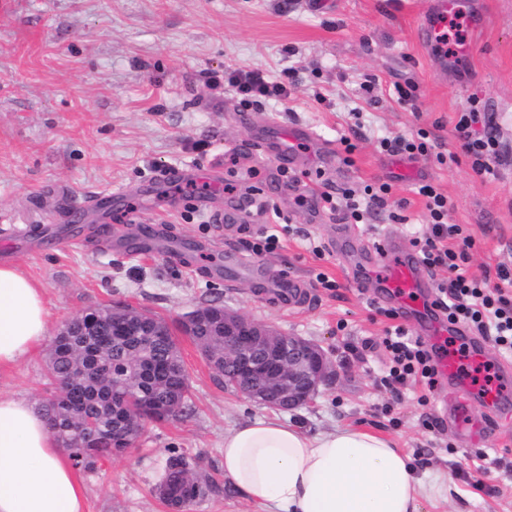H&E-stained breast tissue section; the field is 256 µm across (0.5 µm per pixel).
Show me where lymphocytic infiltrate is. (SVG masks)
<instances>
[{
  "label": "lymphocytic infiltrate",
  "instance_id": "obj_1",
  "mask_svg": "<svg viewBox=\"0 0 512 512\" xmlns=\"http://www.w3.org/2000/svg\"><path fill=\"white\" fill-rule=\"evenodd\" d=\"M292 72L273 80L261 70H228L224 85L231 88L242 106H250L261 99L288 98L292 85ZM461 148L470 158L476 174H493L503 155L494 119L483 100L472 98L470 107L460 114L455 124ZM425 201L429 225L415 240L421 263L430 269L445 268L450 273L448 282L440 284V298L436 306L444 310L450 323L476 330L491 338L500 352L512 354V270L500 268L496 283L471 277L461 264L466 256L456 242L464 230L461 225L448 221V198L436 187L425 183L417 188ZM384 346L388 354L389 370L383 382L389 389L406 382L419 386L423 394H430L437 382V367L427 345L418 338L396 328L394 335L386 337Z\"/></svg>",
  "mask_w": 512,
  "mask_h": 512
}]
</instances>
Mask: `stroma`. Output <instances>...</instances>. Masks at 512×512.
Instances as JSON below:
<instances>
[{
    "instance_id": "1",
    "label": "stroma",
    "mask_w": 512,
    "mask_h": 512,
    "mask_svg": "<svg viewBox=\"0 0 512 512\" xmlns=\"http://www.w3.org/2000/svg\"><path fill=\"white\" fill-rule=\"evenodd\" d=\"M429 0H0V263L9 261L40 285L50 312L49 333L86 311L118 304L164 319L176 332L189 376L190 411L148 424L124 455L81 472L84 512H171L152 488L169 452L196 460L217 485L215 493L184 512H271L249 502L224 474V436L240 423L272 416V409L238 395L213 374L195 342L180 328L195 309L218 304L324 348L339 378L313 405L283 417L310 432L361 425L417 457L426 496L423 512H512V404L489 412L473 402L474 420L491 419L479 437L451 425L458 394L437 388L420 403L414 388L392 401L381 377L388 328L404 317L379 315L368 298L374 280L355 281L364 257L350 242L390 236L410 243L427 214L413 184L435 185L449 201L448 221L471 241L468 275L496 280L512 269V156L496 176L473 172L459 153L454 126L472 97L499 117L497 135L512 152V0H479L483 19L473 23L469 0L451 20L460 28L447 64L418 39ZM261 69L270 77L294 73L288 100L254 105V120L238 121L233 91L209 83L225 67ZM374 79L365 91V79ZM414 83L415 102L400 101L395 87ZM298 120L335 152L333 166L311 160L289 174L279 158L259 154L266 119ZM363 136L353 153L341 139L352 128ZM425 129L442 152L414 160L380 152L377 141ZM221 166L235 193L179 195L156 201L171 181H208ZM324 179L363 201L366 185L388 182L383 208L364 222L342 211L296 203L303 184ZM260 194L288 219L271 251L252 242L271 227L269 214L228 234L219 213L241 197ZM94 197L85 223L72 211ZM138 198L129 209L130 198ZM39 252L23 251L16 236L40 234ZM164 229L183 259L137 252L126 240L141 230ZM231 252L277 276L301 279L307 297L291 306L247 282L226 287L201 256L206 246ZM336 281L321 288L317 273ZM50 346L0 371V394L35 403L54 387L45 376ZM492 465L477 475L478 455Z\"/></svg>"
}]
</instances>
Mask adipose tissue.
Returning a JSON list of instances; mask_svg holds the SVG:
<instances>
[{
  "label": "adipose tissue",
  "mask_w": 512,
  "mask_h": 512,
  "mask_svg": "<svg viewBox=\"0 0 512 512\" xmlns=\"http://www.w3.org/2000/svg\"><path fill=\"white\" fill-rule=\"evenodd\" d=\"M43 290L0 265V369L44 342ZM224 472L251 502L276 512H422L425 494L409 455L358 426L310 434L277 418L224 437ZM84 487L42 413L0 395V512H82Z\"/></svg>",
  "instance_id": "1"
}]
</instances>
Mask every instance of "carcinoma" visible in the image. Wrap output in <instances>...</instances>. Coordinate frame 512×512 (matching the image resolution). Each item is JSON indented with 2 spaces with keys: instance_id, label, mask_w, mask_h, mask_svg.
I'll return each mask as SVG.
<instances>
[{
  "instance_id": "cac0c4a2",
  "label": "carcinoma",
  "mask_w": 512,
  "mask_h": 512,
  "mask_svg": "<svg viewBox=\"0 0 512 512\" xmlns=\"http://www.w3.org/2000/svg\"><path fill=\"white\" fill-rule=\"evenodd\" d=\"M210 192L212 187L206 183L168 182L156 189V197ZM150 323L159 324L162 335L149 343L137 335L108 339L112 316L107 314L99 316L92 328L84 317H74L64 327L68 335L55 337L48 372L58 383L59 393L47 399L42 409L74 467L92 470L100 461L125 454L126 449L112 447V435L125 434L132 442L141 433L146 420L140 414V398L146 395L167 400L172 417L189 410L188 378L173 331L161 318L153 316ZM182 330L223 353L224 337L209 336L203 328L192 333L185 326ZM89 440L95 442L92 449L86 447ZM156 490L168 505L182 508L209 496L216 486L199 475L191 458L172 454Z\"/></svg>"
}]
</instances>
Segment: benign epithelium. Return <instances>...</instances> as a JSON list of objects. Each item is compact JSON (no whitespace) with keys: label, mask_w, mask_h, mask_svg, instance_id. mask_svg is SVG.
<instances>
[{"label":"benign epithelium","mask_w":512,"mask_h":512,"mask_svg":"<svg viewBox=\"0 0 512 512\" xmlns=\"http://www.w3.org/2000/svg\"><path fill=\"white\" fill-rule=\"evenodd\" d=\"M224 359L203 358L236 392L275 410H293L313 403L320 388L336 379V369L316 343L285 335L233 311H224Z\"/></svg>","instance_id":"7a95c632"}]
</instances>
